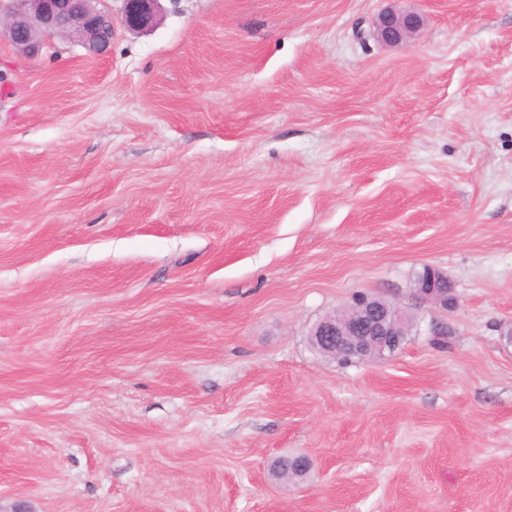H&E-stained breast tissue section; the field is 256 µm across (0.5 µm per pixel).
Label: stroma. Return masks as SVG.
<instances>
[{"mask_svg":"<svg viewBox=\"0 0 512 512\" xmlns=\"http://www.w3.org/2000/svg\"><path fill=\"white\" fill-rule=\"evenodd\" d=\"M415 11L410 42L372 35ZM448 276L454 306L414 272ZM359 293L413 320L343 365ZM447 328L445 340L433 331ZM307 455L301 484L271 462ZM512 512V0H163L0 35V512ZM122 25L129 30H145L156 25L161 0H122ZM423 22V17L417 12L387 9L378 15L373 34L378 41L397 46L414 38ZM415 292L424 300L448 308V277L442 271L426 265L413 277ZM409 335L406 314L392 302L375 295H361L347 310L333 312L313 325L310 346L321 356L339 355L356 362L371 361L399 350Z\"/></svg>","mask_w":512,"mask_h":512,"instance_id":"35a3bbf8","label":"stroma"}]
</instances>
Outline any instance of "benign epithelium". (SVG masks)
I'll return each mask as SVG.
<instances>
[{"label":"benign epithelium","instance_id":"benign-epithelium-1","mask_svg":"<svg viewBox=\"0 0 512 512\" xmlns=\"http://www.w3.org/2000/svg\"><path fill=\"white\" fill-rule=\"evenodd\" d=\"M106 0H7L0 7V33L23 53L39 52L45 40L58 36L77 40L91 55L105 52L110 42L102 40L113 26ZM160 0H123L122 25L145 30L156 25ZM423 17L414 11L387 9L378 15L375 38L397 46L414 38ZM415 292L424 300L448 307V277L426 265L413 277ZM409 335L406 314L392 302L375 295H361L353 305L324 316L308 334L310 346L321 356L334 360L339 355L358 362L371 361L399 350ZM311 469L308 457L299 456L295 472L289 475L270 470L278 481L298 482Z\"/></svg>","mask_w":512,"mask_h":512}]
</instances>
